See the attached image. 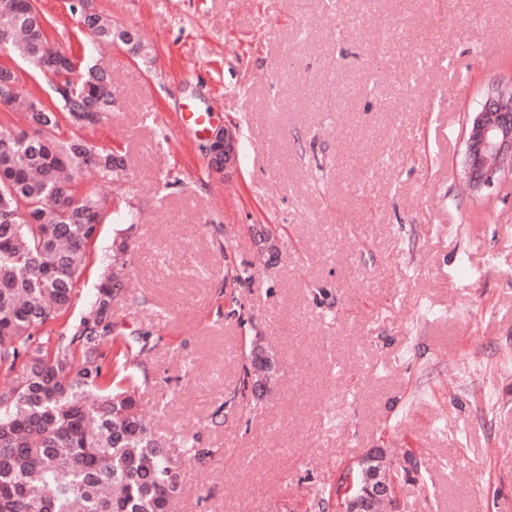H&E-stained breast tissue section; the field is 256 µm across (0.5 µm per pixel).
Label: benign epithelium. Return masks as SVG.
Wrapping results in <instances>:
<instances>
[{"label":"benign epithelium","mask_w":512,"mask_h":512,"mask_svg":"<svg viewBox=\"0 0 512 512\" xmlns=\"http://www.w3.org/2000/svg\"><path fill=\"white\" fill-rule=\"evenodd\" d=\"M498 95L490 94L481 108L467 115L463 141L465 145L466 175L469 183L477 188H491L502 177L512 175V122L497 111ZM220 140L223 144L224 171H229L237 159V131L219 127L211 133L209 142ZM395 504L397 486L389 470H373L362 485L348 494L338 507V512H372L378 502Z\"/></svg>","instance_id":"obj_1"}]
</instances>
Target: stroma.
<instances>
[{
    "mask_svg": "<svg viewBox=\"0 0 512 512\" xmlns=\"http://www.w3.org/2000/svg\"><path fill=\"white\" fill-rule=\"evenodd\" d=\"M71 3L37 0L59 47L112 78L81 134L136 158L80 179L112 215L80 298L134 210V292L112 309L159 339L141 411L217 451L183 465L176 512H317L372 448L402 512H512V176L476 196L462 174L467 114L512 79V0H88L153 47L149 68L93 43ZM0 62L19 99L53 97ZM191 109L238 129L224 178ZM244 262L242 328L222 287ZM248 333L277 379L213 425Z\"/></svg>",
    "mask_w": 512,
    "mask_h": 512,
    "instance_id": "1",
    "label": "stroma"
}]
</instances>
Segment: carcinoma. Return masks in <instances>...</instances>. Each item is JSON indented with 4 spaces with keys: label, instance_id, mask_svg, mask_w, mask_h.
<instances>
[{
    "label": "carcinoma",
    "instance_id": "1",
    "mask_svg": "<svg viewBox=\"0 0 512 512\" xmlns=\"http://www.w3.org/2000/svg\"><path fill=\"white\" fill-rule=\"evenodd\" d=\"M84 22L97 43L152 62L141 39L101 14L84 13ZM48 26L35 0H0L5 49L38 69L66 61ZM55 78V100L26 104L28 127L0 121V512H175L184 462L213 449L193 438L177 453L142 418L153 334L126 330L112 313L129 233L112 239L96 293L71 317L90 249L110 221L105 205L79 192L76 174L117 177L125 159L58 132L64 123L83 127L90 106L110 111L111 80L94 66ZM16 84L1 63L0 103L16 101ZM277 372L274 352L252 337L239 387L211 423H223L240 396L261 399Z\"/></svg>",
    "mask_w": 512,
    "mask_h": 512
}]
</instances>
